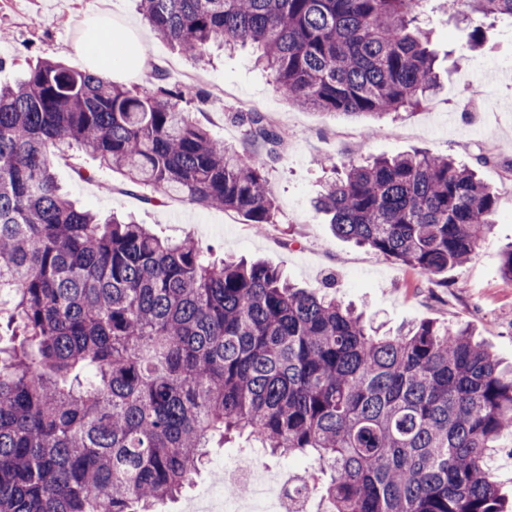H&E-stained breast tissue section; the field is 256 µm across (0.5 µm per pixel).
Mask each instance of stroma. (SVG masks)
Wrapping results in <instances>:
<instances>
[{"label":"stroma","instance_id":"35a3bbf8","mask_svg":"<svg viewBox=\"0 0 512 512\" xmlns=\"http://www.w3.org/2000/svg\"><path fill=\"white\" fill-rule=\"evenodd\" d=\"M98 7L97 0H0V31L9 35L0 41V84L14 82L43 59L83 70L74 41ZM421 18L432 31L440 83L416 109L383 117L372 134L366 120L288 104L276 93L272 76L255 66L252 47L215 49L209 62H196L148 32L147 55L159 60L169 82L205 95V102L185 104L184 110L217 142L258 151L233 113L276 114L284 143L266 160L274 210L263 232L238 213L204 210L178 195L159 206L145 203L146 189L125 188L117 171L104 173L99 183L79 181L74 164L92 162L81 150L75 163L55 164L56 181L78 206L100 215H132L160 237L192 238L216 258L261 259L304 288L330 284L333 294L364 308L383 330L424 321L470 324L503 363H512V287L499 272V256L512 244V20L484 19L483 47L465 54L461 48L472 25L458 21L445 0H429ZM474 87L484 94L476 111L467 106ZM415 150L468 165L488 155L490 164L478 174L497 196L494 228L478 253L433 282L370 247L337 237L313 208L331 164Z\"/></svg>","mask_w":512,"mask_h":512}]
</instances>
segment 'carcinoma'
<instances>
[{
    "label": "carcinoma",
    "instance_id": "obj_1",
    "mask_svg": "<svg viewBox=\"0 0 512 512\" xmlns=\"http://www.w3.org/2000/svg\"><path fill=\"white\" fill-rule=\"evenodd\" d=\"M423 0H139L156 33L198 61L257 46L289 103L380 119L437 82L416 25ZM512 20V0H465ZM107 81L39 61L0 86V512H156L213 442L246 437L319 465L325 512H504L487 466L512 437V367L473 329L422 322L377 336L364 314L264 262L212 260L130 218L101 221L58 190L76 146L97 181L175 192L271 223L262 156L190 120L201 93ZM234 118L276 151L261 112ZM497 199L452 158L350 162L314 201L336 235L433 280L474 256Z\"/></svg>",
    "mask_w": 512,
    "mask_h": 512
}]
</instances>
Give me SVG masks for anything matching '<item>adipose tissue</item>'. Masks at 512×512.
<instances>
[{"instance_id": "ef3b65f1", "label": "adipose tissue", "mask_w": 512, "mask_h": 512, "mask_svg": "<svg viewBox=\"0 0 512 512\" xmlns=\"http://www.w3.org/2000/svg\"><path fill=\"white\" fill-rule=\"evenodd\" d=\"M97 18L95 36L78 49L85 64L116 80L123 79L132 71H144V35L133 27L115 30L110 23L109 11H99Z\"/></svg>"}]
</instances>
